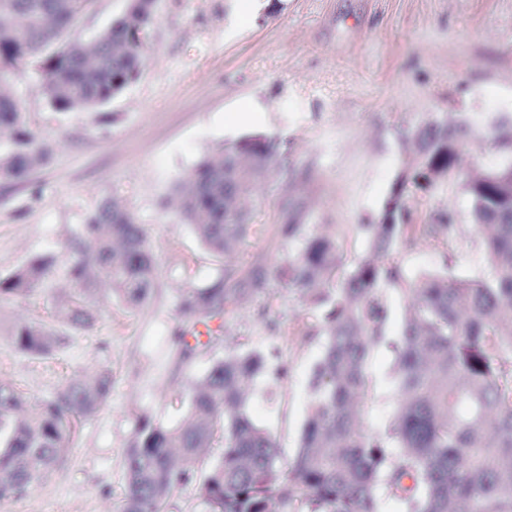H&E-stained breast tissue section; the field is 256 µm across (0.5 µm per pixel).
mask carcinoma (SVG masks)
<instances>
[{
  "label": "carcinoma",
  "instance_id": "obj_1",
  "mask_svg": "<svg viewBox=\"0 0 512 512\" xmlns=\"http://www.w3.org/2000/svg\"><path fill=\"white\" fill-rule=\"evenodd\" d=\"M95 0H0V80L30 63L42 75L46 103L63 113H93L136 81L157 0H128L121 15L87 44L66 42L76 18ZM503 151L495 167L464 177L470 220L493 275L448 276V266L407 279L385 263L420 239L445 240L456 229L447 206L429 223L413 224L408 186L431 190L459 168L462 147L477 133ZM0 179L21 183L46 164L51 148L28 127L25 113L0 91ZM413 150L373 224H361L368 253L341 270L336 239L313 234L284 269L288 288L321 309L325 336L310 380L299 446L280 462L272 434L247 412L249 390L262 369L281 381L277 355L228 353L187 388L188 408L175 424L136 421L125 451L121 512H163L180 488L198 480L207 512H379L381 496L398 512H512V116L478 127L465 118L431 120L410 132ZM285 159L262 135H249L203 156L178 180L179 213L200 243L222 260L256 231L246 202ZM68 285L58 324L18 321L8 330L15 348L47 359L96 321L95 288L133 312L159 288L145 225L117 197L104 198L58 257L37 255L0 275V296H28ZM402 282L410 309L388 340L390 308L383 285ZM184 288L180 324L169 336L186 360L219 340L224 313L259 289ZM394 352L397 401L379 431L361 430L356 401L368 395L366 363L383 341ZM112 374L94 368L52 396L31 400L0 380V499L28 494L66 462L83 422L107 402ZM222 436L220 458L203 471L206 452Z\"/></svg>",
  "mask_w": 512,
  "mask_h": 512
}]
</instances>
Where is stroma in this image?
<instances>
[{"label":"stroma","mask_w":512,"mask_h":512,"mask_svg":"<svg viewBox=\"0 0 512 512\" xmlns=\"http://www.w3.org/2000/svg\"><path fill=\"white\" fill-rule=\"evenodd\" d=\"M241 2L157 0L145 65L106 105L105 135L93 114L50 108L37 67L18 66L8 78L30 127L55 152L26 182L0 181V274L34 255L59 254L84 216L114 195L145 224L161 286L134 312L96 295L94 326L51 360L24 356L0 336V379L31 398L52 396L89 368L112 374L110 399L83 425L64 466L28 496L0 500V512H120L137 418L179 421L187 383L229 347L279 348L288 376L276 384L260 375L249 413L291 460L324 339L318 310L286 287L280 268L320 231L335 235L344 265L365 254L358 227L379 215L415 127L458 114L482 121L488 89L499 113L512 115V0H251L246 12ZM124 7L125 0H96L72 36L93 38ZM252 134L286 159L258 185L250 207L259 230L230 266L263 286L225 315L222 345L180 364L168 338L179 322V292L212 284L225 268L162 203L202 156ZM449 204L457 211L449 241L392 254L406 276L446 262L457 277L491 276L462 177L410 195L420 219ZM291 221L304 234L280 238L278 225ZM54 304L43 291L2 297L0 325L55 323ZM392 367L391 350L375 348L364 428L383 429L392 416Z\"/></svg>","instance_id":"obj_1"}]
</instances>
